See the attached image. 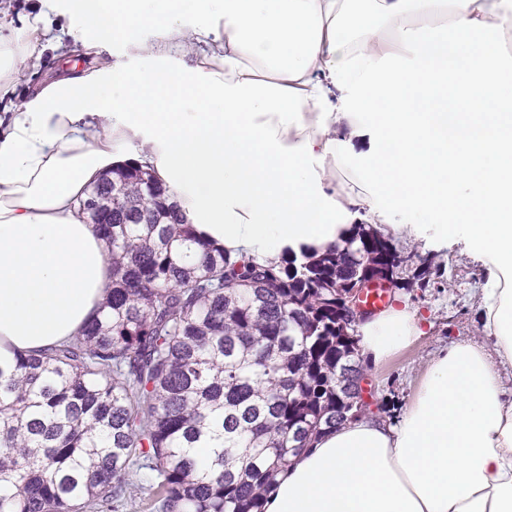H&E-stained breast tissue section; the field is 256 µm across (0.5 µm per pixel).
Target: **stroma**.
<instances>
[{"mask_svg": "<svg viewBox=\"0 0 512 512\" xmlns=\"http://www.w3.org/2000/svg\"><path fill=\"white\" fill-rule=\"evenodd\" d=\"M43 12L42 0H0V31L19 32L34 22L47 31L13 94L0 99V113L12 111L14 103L30 98L43 84L80 74L93 65L72 28L62 19L44 17ZM392 242L408 253L434 255L438 266L425 280H413L392 291L393 306L414 314L420 336L392 360L364 366L374 388L369 413L393 424L410 404L426 365L438 354L463 341L479 343L490 351L494 342L483 335L480 323L483 279L478 261L454 244L437 253L421 239L409 242L396 236Z\"/></svg>", "mask_w": 512, "mask_h": 512, "instance_id": "stroma-1", "label": "stroma"}]
</instances>
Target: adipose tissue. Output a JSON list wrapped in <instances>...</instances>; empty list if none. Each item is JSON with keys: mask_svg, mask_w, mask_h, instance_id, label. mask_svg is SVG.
<instances>
[{"mask_svg": "<svg viewBox=\"0 0 512 512\" xmlns=\"http://www.w3.org/2000/svg\"><path fill=\"white\" fill-rule=\"evenodd\" d=\"M70 0L93 33L154 60L44 85L0 120V365L81 333L112 284L81 199L123 149L202 239L278 266L352 225L444 243L481 263L494 354L458 343L400 422L323 434L266 512H512V0ZM154 41L142 39L144 25ZM0 34V94L30 62ZM204 91L196 112L182 106ZM368 136L362 153L353 138ZM381 363L420 333L408 309L359 326Z\"/></svg>", "mask_w": 512, "mask_h": 512, "instance_id": "obj_1", "label": "adipose tissue"}]
</instances>
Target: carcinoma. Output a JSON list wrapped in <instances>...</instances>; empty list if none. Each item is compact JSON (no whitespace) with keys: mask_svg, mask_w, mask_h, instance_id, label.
<instances>
[{"mask_svg":"<svg viewBox=\"0 0 512 512\" xmlns=\"http://www.w3.org/2000/svg\"><path fill=\"white\" fill-rule=\"evenodd\" d=\"M80 210L112 291L82 335L0 368V512H112L138 495L152 512H265L290 461L366 409L336 286L395 247L356 224L350 244L281 267L233 258L134 164Z\"/></svg>","mask_w":512,"mask_h":512,"instance_id":"1","label":"carcinoma"}]
</instances>
